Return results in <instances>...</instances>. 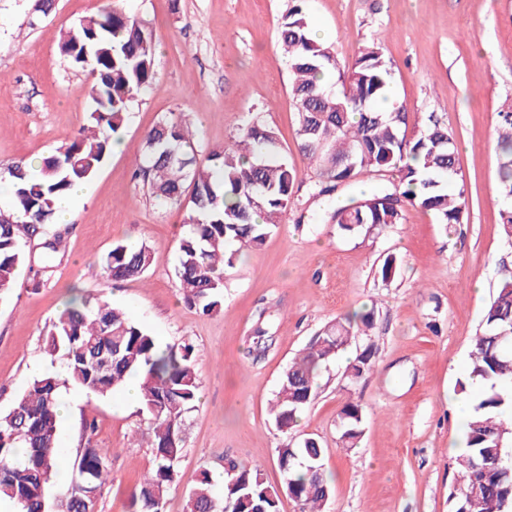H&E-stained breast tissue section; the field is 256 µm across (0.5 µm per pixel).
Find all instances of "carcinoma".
Segmentation results:
<instances>
[{"label": "carcinoma", "instance_id": "1", "mask_svg": "<svg viewBox=\"0 0 512 512\" xmlns=\"http://www.w3.org/2000/svg\"><path fill=\"white\" fill-rule=\"evenodd\" d=\"M278 38L293 73L292 100L297 114L298 147L319 178L317 195L369 171L379 180L397 177L390 191L372 193L337 208L333 219L342 233H380L402 223L407 206L432 212L437 223H461L469 206L465 185L448 190L458 175L456 145L448 128L432 113L414 119L401 103L390 110L376 104L387 98L392 69L378 43L364 46L341 66L332 46L310 36L302 8L283 17ZM59 50L70 64L93 76L89 124L30 170L25 160L0 168L10 183V202L0 206V298L13 288L26 262V242L42 245L41 272H52L62 233L55 200L75 184L90 179L104 164L112 141L121 138L130 107L154 76L151 34L117 6L62 35ZM498 189L512 204V111L498 113ZM134 179L164 203L186 204L189 233L178 251V279L184 303L204 313L224 304V268L237 254L263 244L282 222L299 179L281 157L275 131L259 122L241 129L233 148L213 150L200 159L194 131L183 121H165L144 135V151ZM148 247L119 243L102 257L103 277L132 281L150 266ZM496 294L487 303L482 329L470 354L468 379L485 388L465 423L467 450L458 455L450 493L451 512H460L462 492L475 495L474 512H512V263H502ZM374 310L325 325L284 371L270 408L283 434L297 425L316 397L323 369L352 341L373 327ZM46 352L59 357L62 371L33 379L11 408L0 413V501L15 512H95L104 486L111 481V453L86 447L74 456L60 451L59 407L69 385L107 396L131 377L142 380V404L150 416L145 433L152 468L130 494L132 512H163L168 492L181 478L182 423L198 400L194 346L161 349L154 337L127 314L101 297L72 300L49 330ZM374 368L366 348L345 368L354 384ZM364 410L349 402L341 411L339 440L349 448L363 434ZM319 442L305 437L278 448L284 471L281 489L268 486L258 466L231 462L224 489L212 490L203 471L189 493L184 512H280L281 495L299 512H323L332 486L323 475ZM69 475L67 496L56 501L49 489L56 475Z\"/></svg>", "mask_w": 512, "mask_h": 512}]
</instances>
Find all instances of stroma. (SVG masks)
Returning a JSON list of instances; mask_svg holds the SVG:
<instances>
[{
    "mask_svg": "<svg viewBox=\"0 0 512 512\" xmlns=\"http://www.w3.org/2000/svg\"><path fill=\"white\" fill-rule=\"evenodd\" d=\"M115 3L152 32L155 78L130 110L125 150L86 181L54 276L38 284L22 266L0 300V411L51 370L43 339L71 295L102 292L158 344L196 348L199 399L183 418V478L164 512H183L201 471L222 492L230 459L261 466L267 484L281 486L279 448L308 435L324 450L333 487L326 512H449L450 448L463 430L456 390L500 262L512 257L502 239L496 149L497 114L512 108V0H308V19L340 64L382 42L393 98L408 112L435 113L456 141L470 198L461 223L447 229L410 207L402 223L370 236L338 234L332 214L338 198L353 203L379 190L377 177L364 172L333 195H316L317 175L297 146L292 71L278 40L292 0H56L45 17L35 16L36 0H0V166L43 158L86 125L92 78L62 59L57 42ZM177 116L195 130L202 156L232 146L247 121H262L300 174L282 224L226 269L224 305L210 315L178 292V248L189 231L183 208L159 203L132 179L144 133ZM120 242L149 247L151 265L143 279L104 284L100 259ZM389 254L400 268L385 282L377 270ZM369 308L375 324L352 349L372 348V372L350 385L345 360L336 361L292 434L278 432L269 404L289 362L326 323ZM63 398L60 448L71 456L89 444L112 451L97 512H131L130 493L152 460L139 439L147 413L119 390L98 397L72 386ZM350 401L364 409V431L357 447L344 448L339 414Z\"/></svg>",
    "mask_w": 512,
    "mask_h": 512,
    "instance_id": "35a3bbf8",
    "label": "stroma"
}]
</instances>
